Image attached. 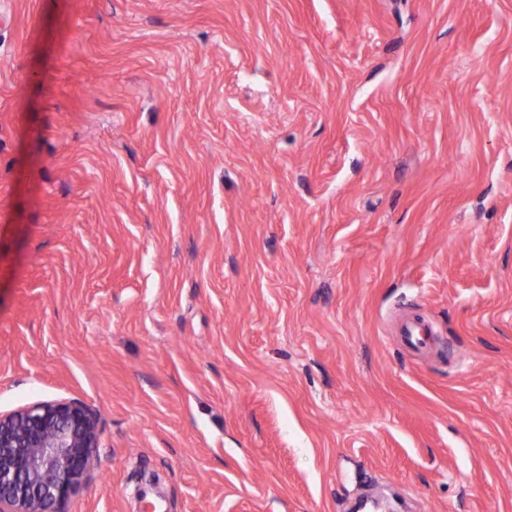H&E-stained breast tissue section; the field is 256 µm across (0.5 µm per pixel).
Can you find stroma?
Masks as SVG:
<instances>
[{
    "label": "stroma",
    "mask_w": 512,
    "mask_h": 512,
    "mask_svg": "<svg viewBox=\"0 0 512 512\" xmlns=\"http://www.w3.org/2000/svg\"><path fill=\"white\" fill-rule=\"evenodd\" d=\"M61 399L59 512H512V0H0V413ZM431 329L422 326L417 318L409 317L401 324L399 336L405 346L417 353L430 349Z\"/></svg>",
    "instance_id": "stroma-1"
}]
</instances>
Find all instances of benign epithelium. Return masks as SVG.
Returning <instances> with one entry per match:
<instances>
[{
	"instance_id": "benign-epithelium-1",
	"label": "benign epithelium",
	"mask_w": 512,
	"mask_h": 512,
	"mask_svg": "<svg viewBox=\"0 0 512 512\" xmlns=\"http://www.w3.org/2000/svg\"><path fill=\"white\" fill-rule=\"evenodd\" d=\"M100 432L78 399L0 413V512H57L94 469Z\"/></svg>"
}]
</instances>
